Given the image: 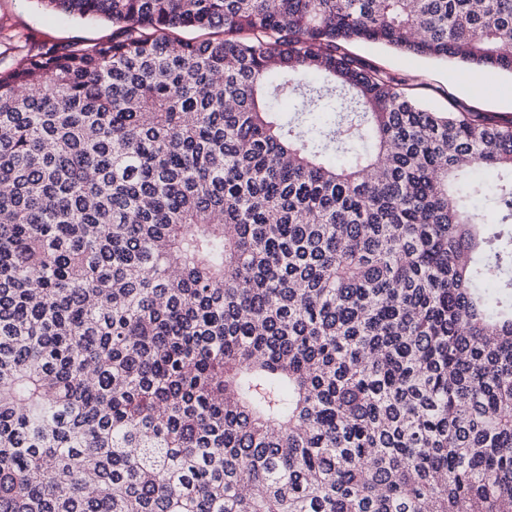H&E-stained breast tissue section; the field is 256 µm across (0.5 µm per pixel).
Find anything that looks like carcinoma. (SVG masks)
<instances>
[{
    "label": "carcinoma",
    "mask_w": 512,
    "mask_h": 512,
    "mask_svg": "<svg viewBox=\"0 0 512 512\" xmlns=\"http://www.w3.org/2000/svg\"><path fill=\"white\" fill-rule=\"evenodd\" d=\"M40 3L112 36L0 70V512H512V119L347 49L512 0Z\"/></svg>",
    "instance_id": "carcinoma-1"
}]
</instances>
